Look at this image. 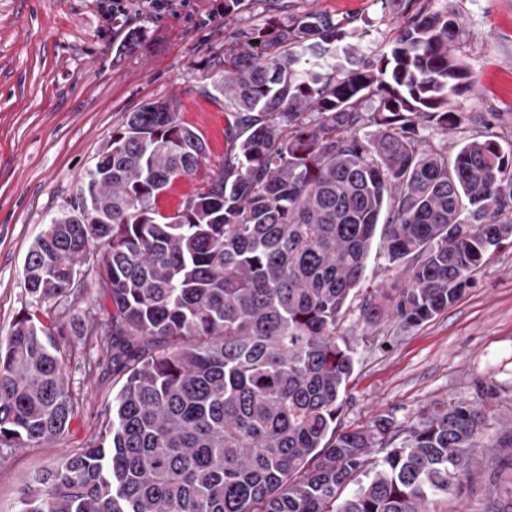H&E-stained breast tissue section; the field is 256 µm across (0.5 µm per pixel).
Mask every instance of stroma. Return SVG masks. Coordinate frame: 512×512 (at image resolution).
Masks as SVG:
<instances>
[{
	"instance_id": "obj_1",
	"label": "stroma",
	"mask_w": 512,
	"mask_h": 512,
	"mask_svg": "<svg viewBox=\"0 0 512 512\" xmlns=\"http://www.w3.org/2000/svg\"><path fill=\"white\" fill-rule=\"evenodd\" d=\"M463 33L458 52L472 89L456 97L460 111L478 118L498 113L493 130L512 132V0H452ZM126 10L106 17L101 0H0V339L37 306L23 267L29 247L50 218L74 197L85 171L128 112L174 99L180 121L196 128L207 160L178 179L159 200L173 210L201 188L227 149L232 122L223 100L208 95L224 52V0H123ZM334 17L365 18L354 45L362 54L383 48L392 26L380 0H309ZM137 33L136 46L121 45ZM352 298L343 333L355 351L339 421L342 430L367 427L379 415L412 420L426 403L468 398L474 379L492 376L512 385V242H504L465 296L432 320L403 328L363 322ZM69 380L84 408L65 436L44 448L0 456V512H15L20 483L79 448L100 425L112 400L111 378L86 376L70 364ZM500 448H479L468 490L449 495L448 512H480L489 490L512 489V466L482 471Z\"/></svg>"
}]
</instances>
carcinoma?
<instances>
[{
  "label": "carcinoma",
  "instance_id": "carcinoma-1",
  "mask_svg": "<svg viewBox=\"0 0 512 512\" xmlns=\"http://www.w3.org/2000/svg\"><path fill=\"white\" fill-rule=\"evenodd\" d=\"M381 3L395 38L363 56L350 39L365 19L224 0L213 90L229 148L172 213L158 200L206 159L201 135L166 99L112 129L26 255L28 291L61 308L0 341V451L43 447L82 411L66 336L95 337L85 370L106 360L120 386L81 451L23 483L18 512H440L474 449L512 448V420L490 425L506 391L490 378L410 423L338 424L355 366L339 326L376 235L399 271L365 289L362 316L404 327L461 299L512 240V141L483 118L444 152L419 133L465 121L449 107L470 87L458 17L445 0ZM93 248L107 305L69 319Z\"/></svg>",
  "mask_w": 512,
  "mask_h": 512
}]
</instances>
